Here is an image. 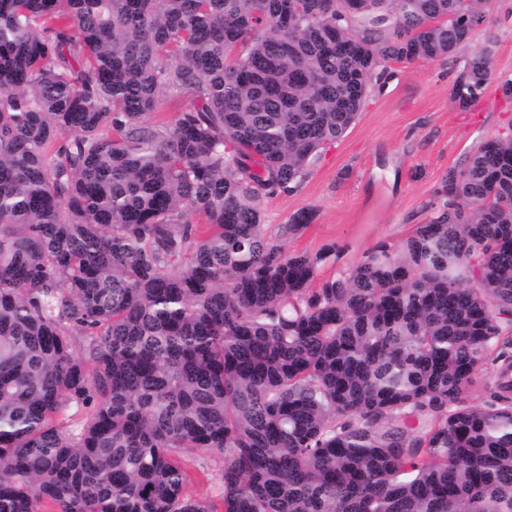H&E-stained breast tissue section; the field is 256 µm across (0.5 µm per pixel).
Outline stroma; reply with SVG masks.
I'll return each mask as SVG.
<instances>
[{"mask_svg": "<svg viewBox=\"0 0 512 512\" xmlns=\"http://www.w3.org/2000/svg\"><path fill=\"white\" fill-rule=\"evenodd\" d=\"M491 47L490 80L483 96L462 107L454 87L465 60ZM512 80V0H490L489 20L476 27L455 57L390 62L357 121L323 150L298 188L261 199L268 235L289 252L323 254L317 278L352 268L381 242L400 246L430 207L450 170L487 139L512 134V100L500 86ZM311 210L310 224L287 231L290 216ZM190 494L221 506L224 456L181 451Z\"/></svg>", "mask_w": 512, "mask_h": 512, "instance_id": "1", "label": "stroma"}]
</instances>
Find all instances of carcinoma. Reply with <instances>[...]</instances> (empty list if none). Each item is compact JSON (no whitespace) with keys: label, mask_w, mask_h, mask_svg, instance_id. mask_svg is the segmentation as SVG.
Wrapping results in <instances>:
<instances>
[{"label":"carcinoma","mask_w":512,"mask_h":512,"mask_svg":"<svg viewBox=\"0 0 512 512\" xmlns=\"http://www.w3.org/2000/svg\"><path fill=\"white\" fill-rule=\"evenodd\" d=\"M289 2L0 0V512H512V134L319 288L260 208L483 0ZM185 468L191 483L189 493L197 499L214 505L217 512H222L221 476L224 470V456L219 451L205 456L184 448L181 451Z\"/></svg>","instance_id":"obj_1"}]
</instances>
